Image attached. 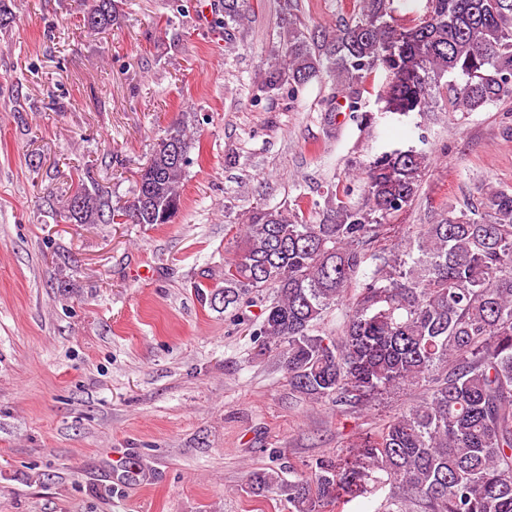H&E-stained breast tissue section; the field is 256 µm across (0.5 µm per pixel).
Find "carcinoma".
<instances>
[{
  "label": "carcinoma",
  "mask_w": 512,
  "mask_h": 512,
  "mask_svg": "<svg viewBox=\"0 0 512 512\" xmlns=\"http://www.w3.org/2000/svg\"><path fill=\"white\" fill-rule=\"evenodd\" d=\"M283 0L285 26L254 95L288 88L295 97L328 77L348 110L370 124L364 94L379 111L429 112L442 92L454 112L512 99V0H427L425 15L396 26L391 0H359L334 31H308ZM249 0L215 10L224 39L249 16ZM117 0H89L84 23L104 31ZM380 75L377 88L372 76ZM185 124L171 126L137 172L122 216L169 224L182 207L179 183L190 164ZM185 162L170 164L168 151ZM431 156L412 147L375 155L327 206L308 214L254 208L224 266V307L264 301L254 342L276 349L288 385L312 400L363 408L391 392L421 396L359 446L354 458L319 460L309 478L265 468L249 492L282 493L289 512H321L341 498L389 488L377 512H512V190L484 185L436 224L398 236L389 223L418 196ZM109 191L78 178L63 218L112 224ZM390 246L363 283L371 244ZM351 302L336 336L322 335L327 311Z\"/></svg>",
  "instance_id": "carcinoma-1"
}]
</instances>
